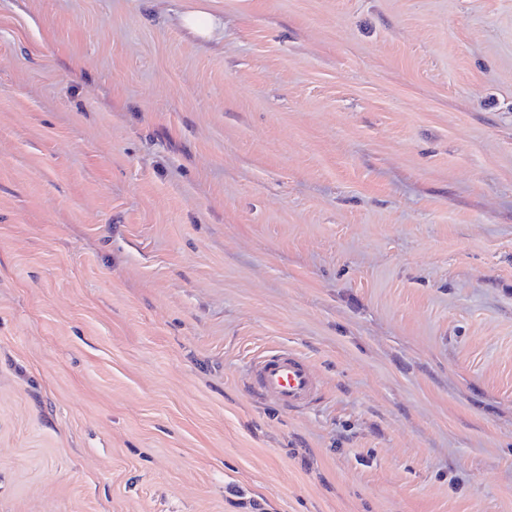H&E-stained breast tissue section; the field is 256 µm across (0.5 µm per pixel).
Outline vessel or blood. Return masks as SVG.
I'll return each instance as SVG.
<instances>
[{
	"instance_id": "obj_1",
	"label": "vessel or blood",
	"mask_w": 512,
	"mask_h": 512,
	"mask_svg": "<svg viewBox=\"0 0 512 512\" xmlns=\"http://www.w3.org/2000/svg\"><path fill=\"white\" fill-rule=\"evenodd\" d=\"M250 373L255 391L286 410L308 405L319 390L309 362L287 348L255 357L250 365Z\"/></svg>"
}]
</instances>
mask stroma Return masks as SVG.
<instances>
[{
	"instance_id": "1",
	"label": "stroma",
	"mask_w": 512,
	"mask_h": 512,
	"mask_svg": "<svg viewBox=\"0 0 512 512\" xmlns=\"http://www.w3.org/2000/svg\"><path fill=\"white\" fill-rule=\"evenodd\" d=\"M0 512H512V0H0ZM184 23L194 33L203 38H209L219 28V24L214 17L205 12L187 15L184 18ZM249 368L253 389L285 410L308 405L318 393V381L309 362L288 348L258 355Z\"/></svg>"
}]
</instances>
